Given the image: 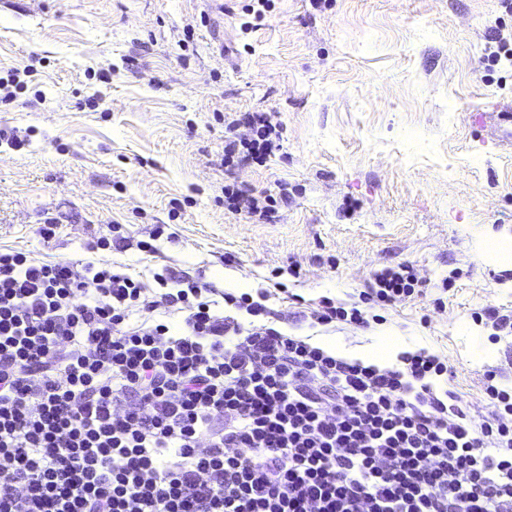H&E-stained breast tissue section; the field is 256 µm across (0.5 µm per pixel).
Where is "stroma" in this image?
<instances>
[{
    "label": "stroma",
    "mask_w": 512,
    "mask_h": 512,
    "mask_svg": "<svg viewBox=\"0 0 512 512\" xmlns=\"http://www.w3.org/2000/svg\"><path fill=\"white\" fill-rule=\"evenodd\" d=\"M330 2L271 0L248 33L239 0H0V77L24 83L0 130L26 141L0 139V249L63 262L110 225L135 242L164 225L157 253L105 259L147 282L168 266L221 290L227 272L252 294L285 283L301 298L269 301L285 332L347 354L398 336L445 358L435 386L485 412L487 374L512 389V335L474 317L512 312V262L484 250L512 243V70L484 78L499 0ZM252 112L278 113L281 148L225 173L224 120ZM231 183L290 197L257 224L225 209ZM401 265L424 292L383 321L303 319L304 303L357 302Z\"/></svg>",
    "instance_id": "stroma-1"
}]
</instances>
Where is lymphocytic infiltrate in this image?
Here are the masks:
<instances>
[{
	"label": "lymphocytic infiltrate",
	"instance_id": "lymphocytic-infiltrate-1",
	"mask_svg": "<svg viewBox=\"0 0 512 512\" xmlns=\"http://www.w3.org/2000/svg\"><path fill=\"white\" fill-rule=\"evenodd\" d=\"M247 121L226 170L279 147L270 113ZM287 200L224 187L261 223ZM152 278L0 252V512H512V391L486 385L475 417L434 391L448 366L426 349L350 361L279 330L268 291ZM418 285L383 270L360 305L322 298L310 323L367 325L364 305Z\"/></svg>",
	"mask_w": 512,
	"mask_h": 512
}]
</instances>
